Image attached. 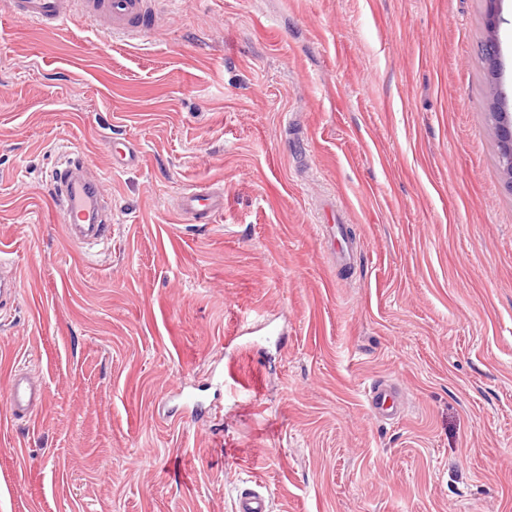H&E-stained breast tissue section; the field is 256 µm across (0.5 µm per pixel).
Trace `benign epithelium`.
<instances>
[{
  "label": "benign epithelium",
  "instance_id": "7a95c632",
  "mask_svg": "<svg viewBox=\"0 0 512 512\" xmlns=\"http://www.w3.org/2000/svg\"><path fill=\"white\" fill-rule=\"evenodd\" d=\"M487 5V26L493 35L487 41L485 49V61L491 78V104L494 110L496 133L500 147L502 170L506 176V184L512 191V113L505 111V98L502 97L498 87L500 71V46L494 35L498 24V12L500 0H485Z\"/></svg>",
  "mask_w": 512,
  "mask_h": 512
}]
</instances>
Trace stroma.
I'll return each instance as SVG.
<instances>
[{"label": "stroma", "mask_w": 512, "mask_h": 512, "mask_svg": "<svg viewBox=\"0 0 512 512\" xmlns=\"http://www.w3.org/2000/svg\"><path fill=\"white\" fill-rule=\"evenodd\" d=\"M135 43L0 4V512H512V191L485 0H161ZM141 150L111 170L108 137ZM105 171L69 241L54 170ZM224 191L208 224L177 207ZM335 215L353 246L323 247ZM224 372L248 385H213ZM384 381L399 418L370 411ZM214 403L182 416L179 389ZM487 5V26L492 32L485 49V61L491 78V104L490 110L498 109L502 112H491L494 118L496 133L500 147L502 170L506 176V184L512 191V113L505 112V98L502 97L498 87L500 71V46L495 32L498 24L500 0H485ZM491 110V111H492ZM325 228L326 234L324 235L326 240L327 252L330 254L333 261L343 265L351 264L353 259V252L349 251L346 244L345 247H343L342 245H335L336 240L339 241V239L336 237V225L328 224L326 225ZM8 244L0 245V305L13 303L18 296L20 282L11 263H7L6 255L10 254ZM44 388L28 370H14L8 386L0 392L1 411L14 419L31 420L37 416L42 405ZM235 512H269L271 503L266 488L260 482L243 488L237 495Z\"/></svg>", "instance_id": "1"}]
</instances>
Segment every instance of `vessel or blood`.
I'll use <instances>...</instances> for the list:
<instances>
[{"instance_id":"b4317fda","label":"vessel or blood","mask_w":512,"mask_h":512,"mask_svg":"<svg viewBox=\"0 0 512 512\" xmlns=\"http://www.w3.org/2000/svg\"><path fill=\"white\" fill-rule=\"evenodd\" d=\"M157 10L156 0H8V11L17 19L38 28H55L79 15L100 24L108 37L143 38L150 30L149 19ZM136 145L114 143L112 167L120 170L138 166ZM52 201L60 213L69 238L81 244H97L110 239L107 225L100 219L99 183L86 179L81 166L55 173L50 182ZM224 209V195L207 188L186 192L181 200L183 214L199 221ZM8 244L0 245V305L13 303L20 282L8 263ZM44 388L28 370L11 373L8 386L0 390V410L14 419H33L42 405ZM367 405L378 415L391 418L399 411L397 392L385 382H375L365 390ZM269 494L262 483L243 488L237 495L234 512H270Z\"/></svg>"}]
</instances>
